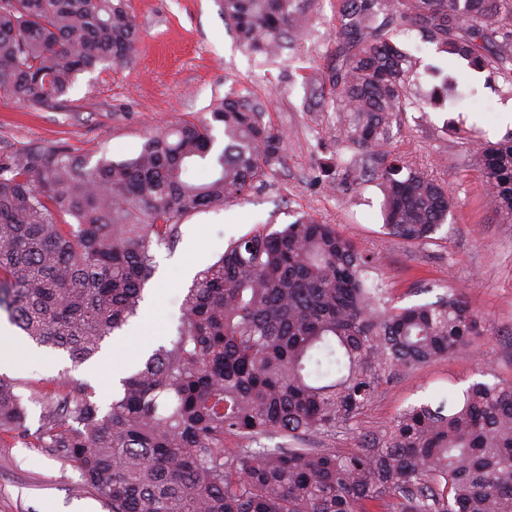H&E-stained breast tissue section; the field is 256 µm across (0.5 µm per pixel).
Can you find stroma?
Returning <instances> with one entry per match:
<instances>
[{"instance_id":"35a3bbf8","label":"stroma","mask_w":512,"mask_h":512,"mask_svg":"<svg viewBox=\"0 0 512 512\" xmlns=\"http://www.w3.org/2000/svg\"><path fill=\"white\" fill-rule=\"evenodd\" d=\"M304 6L311 27L293 50L268 60L238 44L218 0H130L141 35L128 63L80 75L58 106L30 108L0 99V148L57 144L94 161L132 157L148 131L201 115L229 93L263 101L265 121L285 135L282 166L246 201L192 214L174 247H155L157 269L144 290L145 305L158 307L155 316L139 312L105 339L97 358L76 368L49 348L17 353L0 373L17 382L21 394L71 377L109 402L114 379L142 365L148 351L175 334L183 297L200 270L255 227L279 230L305 213L336 225L359 249L377 255L375 277L395 306L432 302L454 288L491 331L464 353L400 376L358 417L353 432L337 436V447H356L360 434L384 429L416 401L476 380L512 383V223L496 212L466 164L470 131H482L492 142L512 133V124L501 121L503 112L512 111V83L449 61L415 28L394 27V42L416 59L414 99L427 100L446 76L457 79L454 98L423 111L409 108L391 138L392 151L427 167L457 205L431 243H398L382 227L376 182L355 186L342 173L321 170L336 158L365 152L344 141L334 108L307 105L305 76L325 69L335 53L337 0H305ZM0 512L108 510L67 462L11 440L0 443Z\"/></svg>"}]
</instances>
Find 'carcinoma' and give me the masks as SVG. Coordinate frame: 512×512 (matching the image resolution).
I'll list each match as a JSON object with an SVG mask.
<instances>
[{
    "label": "carcinoma",
    "mask_w": 512,
    "mask_h": 512,
    "mask_svg": "<svg viewBox=\"0 0 512 512\" xmlns=\"http://www.w3.org/2000/svg\"><path fill=\"white\" fill-rule=\"evenodd\" d=\"M222 8L239 44L266 58L310 21L302 0ZM398 21L509 75L512 0H339L333 63L305 77L314 104L342 113L343 138L366 149L342 162L344 175L375 178L383 228L426 245L456 202L388 151L415 65L391 39ZM139 35L127 0H0V97L58 105L78 75L128 59ZM265 112L227 94L119 161L43 144L0 150V310L73 364L93 358L138 315L154 247L174 245L184 217L246 199L282 162L285 136ZM469 155L512 220V135L473 139ZM375 264L308 215L257 227L196 275L176 335L119 379L108 407L73 381L39 394L32 433L15 383L0 376V435L69 462L109 512H512V383L475 381L409 405L357 448L329 447L402 372L485 334L459 292L392 305ZM226 436L241 447L225 448Z\"/></svg>",
    "instance_id": "cac0c4a2"
}]
</instances>
